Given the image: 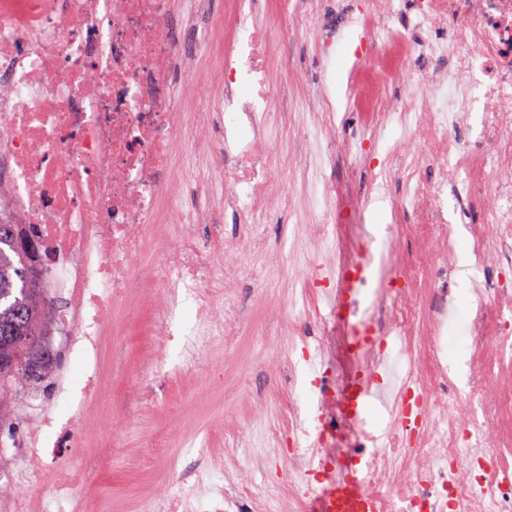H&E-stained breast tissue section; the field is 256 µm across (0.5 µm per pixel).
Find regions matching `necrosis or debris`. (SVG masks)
Segmentation results:
<instances>
[{
  "label": "necrosis or debris",
  "instance_id": "4bbe7bcc",
  "mask_svg": "<svg viewBox=\"0 0 512 512\" xmlns=\"http://www.w3.org/2000/svg\"><path fill=\"white\" fill-rule=\"evenodd\" d=\"M397 0H356L345 16L361 30V55L372 66L348 88L363 135L346 144L355 164H379L403 190L394 210H411L382 239L395 258L369 312L371 337L355 351L351 377L334 386L314 380L322 416L331 421L305 458L289 455L298 480L271 512H306L318 484L316 460L364 462L375 512H512V483L490 492L493 477L512 473V0H414L406 28L391 24ZM174 0H0V222L32 227L38 258L30 278L50 308L41 329L54 364L24 383L11 435L21 463L0 512H112V494L73 463L105 414L101 351L116 305L148 302L152 340L146 357L161 360L183 304L196 311L183 334L194 353L202 336L224 333V229L198 227L230 210L251 238L284 195L272 179L278 92L269 82L274 45L254 0H234L231 39L216 52L215 95L204 112H186L170 81L187 60L169 19ZM474 136L456 134L473 113ZM222 135L213 153L224 189L166 182L187 154L205 144V124ZM406 137L379 153L389 125ZM479 208L467 225L480 269L471 277L470 325L475 363L470 393L480 399L473 427L461 396L449 388L442 355L448 291L458 231L443 197ZM155 234L162 276L137 275L146 229ZM371 237L361 233L325 274L316 264L295 271L306 298L329 293L339 276L357 275ZM405 375L385 387L390 356ZM372 392L387 409L380 447L354 415L350 394ZM52 497L24 495L28 482Z\"/></svg>",
  "mask_w": 512,
  "mask_h": 512
}]
</instances>
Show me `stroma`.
<instances>
[{
    "mask_svg": "<svg viewBox=\"0 0 512 512\" xmlns=\"http://www.w3.org/2000/svg\"><path fill=\"white\" fill-rule=\"evenodd\" d=\"M196 0H177L171 17L181 29L180 39L193 75H178V84L206 85L214 55L198 47L199 34L181 28V18L194 10ZM273 42H285L286 58L272 57L270 79L279 89L282 133L276 158L288 173V196L271 210L255 239L244 244L240 266L226 271L224 303L234 328L201 348L195 358L182 353L180 331L195 323V309L183 305L164 362L147 363L142 352L148 338V316L143 307H116L112 334L103 343L108 374L106 401L120 433L102 425L82 453L96 482L112 490V512H164L165 497L192 486L214 484L243 488L249 500H265L274 487L285 486L288 473V408L316 414L318 394L312 376L301 363L300 338L289 335L288 319L295 302L288 271L298 262L315 263L320 253L339 256L344 240L328 237L320 244L309 240V202L320 199L321 184L304 185L301 169L308 147L289 143V129L300 122L322 94L335 119L325 139H342L356 122L347 109L348 83L367 69L355 56L357 37L350 26L336 22V0H321L322 20L304 23L283 36L276 0H259ZM337 25L329 56L319 50L320 23ZM339 186L353 187L365 206L366 227L393 221L389 205H378L372 181L374 170L352 171L343 155H334L325 171ZM457 272L448 281V367L460 394H468L470 315L473 300L469 279L475 258L467 236L455 243ZM151 391L153 403L143 406L142 394Z\"/></svg>",
    "mask_w": 512,
    "mask_h": 512,
    "instance_id": "stroma-1",
    "label": "stroma"
}]
</instances>
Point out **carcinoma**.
Wrapping results in <instances>:
<instances>
[{"label":"carcinoma","mask_w":512,"mask_h":512,"mask_svg":"<svg viewBox=\"0 0 512 512\" xmlns=\"http://www.w3.org/2000/svg\"><path fill=\"white\" fill-rule=\"evenodd\" d=\"M23 230L0 223V334L24 316V336L0 341V409L15 398L22 382L46 373L49 363L34 364L38 324L45 317L38 293L29 283L28 251L23 249Z\"/></svg>","instance_id":"1"}]
</instances>
